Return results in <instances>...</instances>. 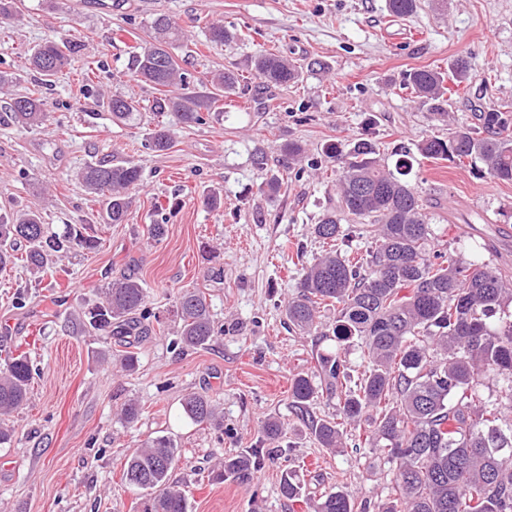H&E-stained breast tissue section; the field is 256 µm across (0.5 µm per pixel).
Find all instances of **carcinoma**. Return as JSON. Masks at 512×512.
I'll return each mask as SVG.
<instances>
[{
    "label": "carcinoma",
    "mask_w": 512,
    "mask_h": 512,
    "mask_svg": "<svg viewBox=\"0 0 512 512\" xmlns=\"http://www.w3.org/2000/svg\"><path fill=\"white\" fill-rule=\"evenodd\" d=\"M420 0H387V10L410 17ZM154 41L144 42L135 55V72L155 88L178 87L184 93L161 94L152 107L172 112L178 123L200 124L206 102L189 91L188 73L170 51L182 32L166 15L150 23ZM236 34L213 24L206 43L228 44ZM82 41L47 39L30 50L29 62L46 85L80 54ZM255 76L266 86H286L301 79V68L281 53L264 49L254 59ZM474 71L470 58L459 56L448 69L457 83ZM445 74L433 68L406 73L402 89L433 102L434 118L442 112ZM211 83L234 93L238 76L227 71ZM112 118L135 126L141 121L138 102L114 96L108 102ZM8 119L24 127L49 121L41 92L11 99ZM482 128H448V138L431 137L418 146L426 159L486 166L492 177L512 182V135L499 129L512 122L511 111L480 113ZM172 124L161 123L146 138L148 149L170 148ZM329 162L338 164L336 201L329 202L312 233L323 241L346 244L352 225L360 224L371 246L359 257L331 250L302 269L298 295L285 307L288 323L308 336L333 339L337 347L313 357V375H299L291 385V403L308 413L316 394L336 401L340 419L313 418L311 432L323 448L341 447L344 428L370 447L374 460L393 467L388 500L379 512H512V278L485 264L461 257L431 255L435 238L423 207L419 186L391 171L373 143L359 137L349 150L331 143ZM89 193L102 198L103 220L121 224L131 206L129 192L141 181V168L131 161L103 160L75 172ZM98 240L85 225L66 224L59 231L45 224L39 212L0 214V272L22 262L37 281L55 276L57 264L78 250L97 248ZM140 279L124 275L102 291L101 301L84 313L82 324L115 339L122 348L121 366L135 369L138 358L124 347L130 338L147 336L151 312ZM336 308V321L327 329L317 310ZM180 320L177 344L183 349L209 346L218 331L204 292L182 289L176 296ZM359 346L369 365L353 377L344 352ZM36 375L24 353L0 362V417H8L27 402ZM493 376L507 382L503 398L486 395L481 387ZM185 417L194 423L218 424L211 400L197 393L184 398ZM181 453L176 441L158 436L126 456L121 482L145 498L144 512H189V502L171 481ZM260 465L259 451L224 458L216 478L244 477ZM302 487L293 472L284 471L281 494L301 499ZM315 512H356L352 492L331 490Z\"/></svg>",
    "instance_id": "obj_1"
}]
</instances>
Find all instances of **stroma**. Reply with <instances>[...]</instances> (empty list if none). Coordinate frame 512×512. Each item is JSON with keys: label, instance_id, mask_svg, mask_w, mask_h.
I'll list each match as a JSON object with an SVG mask.
<instances>
[{"label": "stroma", "instance_id": "stroma-1", "mask_svg": "<svg viewBox=\"0 0 512 512\" xmlns=\"http://www.w3.org/2000/svg\"><path fill=\"white\" fill-rule=\"evenodd\" d=\"M13 0L0 21V71L13 76L10 95L32 90L27 51L49 37H80L77 59L44 90L50 122L21 128L8 122L0 97V211L36 209L54 229L84 224L97 249L64 260L58 287L32 286L23 266L0 273V353H27L37 372L29 400L7 420L12 447H0V512H141L121 483V464L147 438L166 435L181 448L173 473L191 512H314L319 498L344 486L378 512L392 473L373 464L367 446L347 439L322 448L307 419L290 406L291 382L308 374L315 348H333L288 327L284 306L295 296L302 266L324 254L316 224L336 194V171L323 146L349 147L366 135L395 164L400 148L449 124L429 104L406 99L407 71L447 70L460 55L475 75L451 89L452 123L470 125L479 112L512 104V0H424L411 17L389 15L385 0ZM167 15L181 29L177 59L190 88L207 96L213 74L230 69L241 84L221 97L204 123L179 128L172 147L146 148L147 128L113 121L108 98L151 104L156 89L134 74L136 47L151 19ZM254 32L251 41L206 46L210 23ZM299 64L326 63L322 74L262 90L253 75L258 47ZM300 144V159L288 144ZM265 157L257 167L256 154ZM130 160L143 171L122 224L98 219L100 202L74 179L102 160ZM278 180L276 194L264 192ZM422 190L438 251L512 271V183L469 164L415 157L407 176ZM219 196L216 208L203 195ZM166 225L162 239L148 227ZM130 274L147 288L155 315L149 336L135 340V370H121L112 339L83 331L84 312L113 279ZM205 292L222 334L212 346L176 344L179 289ZM25 290L28 300L13 297ZM210 398L223 427L195 424L181 408L190 393ZM141 411L127 424L121 409ZM284 424L277 445L263 444L262 426ZM263 448L265 461L248 479L216 480L225 456ZM302 487L300 502L279 492L283 470Z\"/></svg>", "mask_w": 512, "mask_h": 512}]
</instances>
